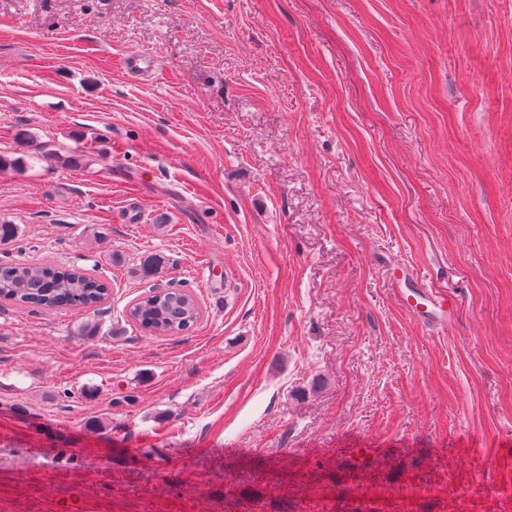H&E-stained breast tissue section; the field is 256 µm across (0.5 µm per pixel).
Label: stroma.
<instances>
[{
  "label": "stroma",
  "mask_w": 512,
  "mask_h": 512,
  "mask_svg": "<svg viewBox=\"0 0 512 512\" xmlns=\"http://www.w3.org/2000/svg\"><path fill=\"white\" fill-rule=\"evenodd\" d=\"M0 156V512H512V0H0ZM109 294L105 279L74 265L52 262L0 264V299L13 305L55 310L90 309ZM415 289L411 294H408L401 288V298L406 308L422 320L426 319L427 314L435 311L440 315L441 322H448V318L451 317L456 307L455 300L447 295L430 296L423 288L416 286ZM126 316L149 332L174 335L191 329L201 309L189 290L152 288L128 308Z\"/></svg>",
  "instance_id": "obj_1"
}]
</instances>
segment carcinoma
Instances as JSON below:
<instances>
[{"instance_id": "carcinoma-1", "label": "carcinoma", "mask_w": 512, "mask_h": 512, "mask_svg": "<svg viewBox=\"0 0 512 512\" xmlns=\"http://www.w3.org/2000/svg\"><path fill=\"white\" fill-rule=\"evenodd\" d=\"M166 264L165 256H147L134 274L149 277ZM109 294L105 279L73 265L52 262L0 264V299L13 305L55 310L90 309ZM201 316L196 296L185 289L149 290L127 310V317L142 329L158 334H179L191 329Z\"/></svg>"}]
</instances>
